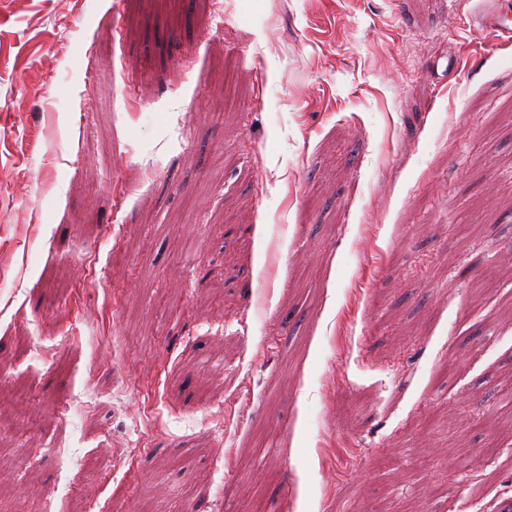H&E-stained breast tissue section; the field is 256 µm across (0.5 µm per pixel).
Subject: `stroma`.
<instances>
[{"instance_id":"obj_1","label":"stroma","mask_w":512,"mask_h":512,"mask_svg":"<svg viewBox=\"0 0 512 512\" xmlns=\"http://www.w3.org/2000/svg\"><path fill=\"white\" fill-rule=\"evenodd\" d=\"M470 6L0 0V512H512Z\"/></svg>"}]
</instances>
